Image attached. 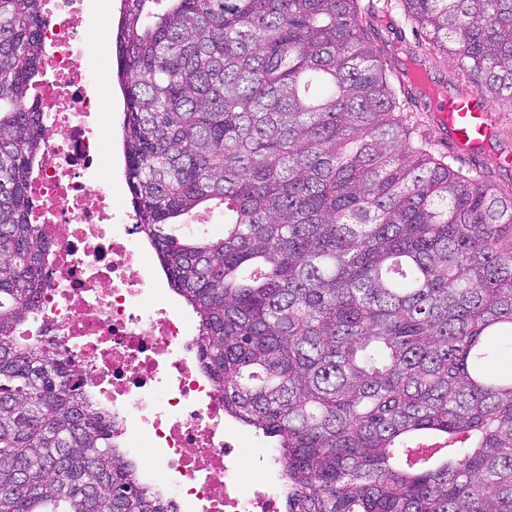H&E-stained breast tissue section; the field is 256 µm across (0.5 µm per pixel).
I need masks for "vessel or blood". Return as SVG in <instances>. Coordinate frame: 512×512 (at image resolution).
Wrapping results in <instances>:
<instances>
[{
    "label": "vessel or blood",
    "mask_w": 512,
    "mask_h": 512,
    "mask_svg": "<svg viewBox=\"0 0 512 512\" xmlns=\"http://www.w3.org/2000/svg\"><path fill=\"white\" fill-rule=\"evenodd\" d=\"M409 81L431 97L436 121L445 130L454 150L475 154L481 146L487 145L493 133L492 106L484 96L476 92L461 96L437 94L417 70L410 74Z\"/></svg>",
    "instance_id": "obj_1"
}]
</instances>
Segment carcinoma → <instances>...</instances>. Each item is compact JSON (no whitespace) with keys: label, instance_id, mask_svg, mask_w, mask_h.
Segmentation results:
<instances>
[{"label":"carcinoma","instance_id":"cac0c4a2","mask_svg":"<svg viewBox=\"0 0 512 512\" xmlns=\"http://www.w3.org/2000/svg\"><path fill=\"white\" fill-rule=\"evenodd\" d=\"M393 11L512 108V0H122L126 183L288 512H512V191L414 140L369 38ZM43 22L0 0V512H169L73 360L19 335L47 287ZM214 207L220 233H172Z\"/></svg>","mask_w":512,"mask_h":512}]
</instances>
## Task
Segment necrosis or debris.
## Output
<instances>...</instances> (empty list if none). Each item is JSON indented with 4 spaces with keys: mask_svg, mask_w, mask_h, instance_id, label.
<instances>
[{
    "mask_svg": "<svg viewBox=\"0 0 512 512\" xmlns=\"http://www.w3.org/2000/svg\"><path fill=\"white\" fill-rule=\"evenodd\" d=\"M46 4L51 68L35 97L48 135L30 221L51 244L49 283L23 333L74 359L89 405L112 421L113 446L171 512H284L274 463L244 473L245 440L201 363L199 328L168 294L114 185L107 73L82 49L87 32L105 39L109 20H88L85 0Z\"/></svg>",
    "mask_w": 512,
    "mask_h": 512,
    "instance_id": "4bbe7bcc",
    "label": "necrosis or debris"
}]
</instances>
